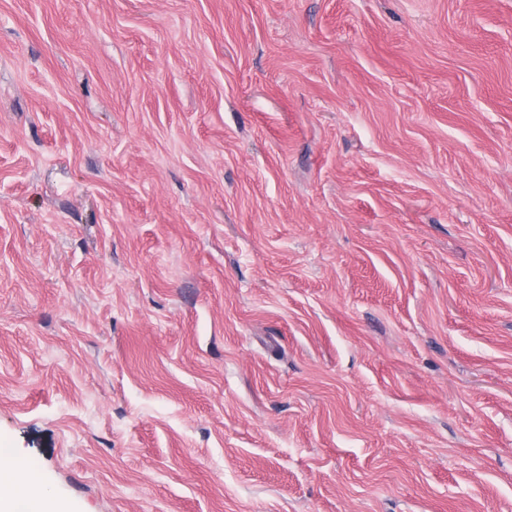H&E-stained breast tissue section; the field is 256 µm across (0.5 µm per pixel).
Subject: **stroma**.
I'll use <instances>...</instances> for the list:
<instances>
[{
	"mask_svg": "<svg viewBox=\"0 0 512 512\" xmlns=\"http://www.w3.org/2000/svg\"><path fill=\"white\" fill-rule=\"evenodd\" d=\"M0 448L68 512H512V0H0Z\"/></svg>",
	"mask_w": 512,
	"mask_h": 512,
	"instance_id": "35a3bbf8",
	"label": "stroma"
}]
</instances>
